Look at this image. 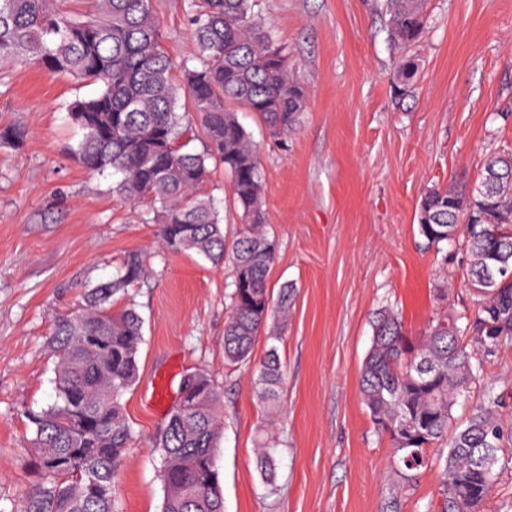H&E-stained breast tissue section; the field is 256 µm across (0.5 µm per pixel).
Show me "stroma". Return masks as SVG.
<instances>
[{
	"label": "stroma",
	"mask_w": 512,
	"mask_h": 512,
	"mask_svg": "<svg viewBox=\"0 0 512 512\" xmlns=\"http://www.w3.org/2000/svg\"><path fill=\"white\" fill-rule=\"evenodd\" d=\"M192 2L153 0L178 68L195 63ZM257 9L306 91L285 136L238 112L259 145L266 231L278 243L269 285L295 289L277 328L279 411L253 391L266 337L249 364L224 359L229 267L166 252L146 205L114 194L111 172H90L71 154L81 134L67 106L96 86L33 65L2 67L0 129L28 136L19 146L0 142V512H24L39 480L27 414L55 398L56 318L131 254L147 275L113 301L143 319L138 380L123 397L134 439L116 483L119 512H162L155 441L167 413L149 396L163 375L176 400L183 376L197 371L221 390L224 512H440L441 468L394 463L363 405L360 369L372 314L386 303L414 337L434 314L472 302L462 288L443 296L465 257L425 249L415 208L426 188L470 187L487 152L512 149V0H426L427 26L412 50L419 73L405 98L393 89L401 51L389 37L388 0H258ZM204 191L234 239L243 225L223 167ZM269 434L280 446L267 476L255 449Z\"/></svg>",
	"instance_id": "obj_1"
}]
</instances>
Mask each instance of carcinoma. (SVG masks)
<instances>
[{"mask_svg":"<svg viewBox=\"0 0 512 512\" xmlns=\"http://www.w3.org/2000/svg\"><path fill=\"white\" fill-rule=\"evenodd\" d=\"M257 0H197L191 34L198 64L173 79V64L160 43L152 0H94L78 18L59 0H0V66L24 63L50 75L98 85L74 101L68 116L82 133L74 156L92 172L120 176L116 191L149 204L161 224L166 250L192 252L213 265L229 262L231 313L224 323V357L247 363L268 322L284 320L292 288L278 296L268 280L275 239L264 231L263 172L256 144L234 107L256 114L274 134L294 129L306 92L289 77L288 52L265 29ZM425 0H390V37L406 51L426 27ZM418 66L409 56L396 69L394 86L404 95ZM206 132L200 152L185 150L192 130L180 111V91ZM230 177L245 231L227 243L216 201L203 194L209 165ZM494 173L482 190L432 186L415 208L418 233L429 247L465 253L463 283L476 294L474 313L449 310L434 317L420 336L406 334L393 306L372 318L371 343L359 381L363 404L376 432L389 436L393 458L407 470L443 458L441 512H478L497 481L504 429L503 395L484 392L463 420L460 400L479 383L483 360L512 340V151L494 152L482 174ZM145 267L129 256L120 273L100 281L76 310L60 316L52 334L56 398L31 411L35 466L41 481L25 512H117L114 484L133 430L122 403L138 378L142 321L135 309L112 310V297L144 279ZM284 370L272 346L254 372L257 398L279 403ZM200 398L186 411L169 412L155 448L164 487L162 512H224L215 469L223 419L219 388L198 373ZM276 441L258 448L260 469H274Z\"/></svg>","mask_w":512,"mask_h":512,"instance_id":"1","label":"carcinoma"}]
</instances>
